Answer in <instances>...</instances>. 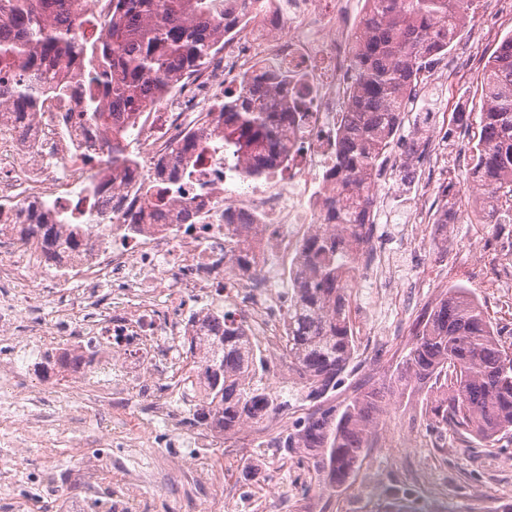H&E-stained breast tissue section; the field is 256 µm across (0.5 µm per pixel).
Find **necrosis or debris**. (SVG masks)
<instances>
[{"instance_id": "1", "label": "necrosis or debris", "mask_w": 512, "mask_h": 512, "mask_svg": "<svg viewBox=\"0 0 512 512\" xmlns=\"http://www.w3.org/2000/svg\"><path fill=\"white\" fill-rule=\"evenodd\" d=\"M351 0H266L264 14L225 31L224 48L203 69L183 74L158 112L135 118L137 162L90 166L104 129L81 127V102H60L51 86L25 130L0 114V423L8 448H42L60 428L71 448L102 449L74 463L50 462L58 479L76 473L85 503L107 500L112 512H138L155 479L182 480L181 468L155 475L133 456L156 436L213 447L219 428L191 426L206 394L198 371L212 320L231 316L263 341L264 359L279 356L288 328L302 247L326 224L325 200L343 192L346 175L330 174L353 80ZM287 73L277 94L307 87L304 120L288 130V158L264 180L214 156V101L226 88ZM193 138L187 196L198 212L182 221V204L147 217L140 187L170 142ZM98 195L86 193L88 184ZM49 224L48 251L26 225ZM45 359L51 380L27 382L30 363ZM110 417L93 434L74 403ZM122 477L106 486L104 472Z\"/></svg>"}]
</instances>
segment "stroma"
I'll list each match as a JSON object with an SVG mask.
<instances>
[{
  "label": "stroma",
  "mask_w": 512,
  "mask_h": 512,
  "mask_svg": "<svg viewBox=\"0 0 512 512\" xmlns=\"http://www.w3.org/2000/svg\"><path fill=\"white\" fill-rule=\"evenodd\" d=\"M475 16L447 55L453 63L468 54V64L425 84L417 104L408 107L400 131L402 139L418 137L423 113H467L468 124L449 127L447 148L448 175L464 194L469 190L464 155L480 133L482 69L512 33V8L503 0H480ZM423 177L416 157L405 156L379 192L375 244L392 253L395 263L384 297L371 294L364 301L368 330L357 334V352L341 384L318 402L307 398L297 377L283 381L277 396L288 407L279 428L253 425L211 449L210 461L221 483L208 498L188 484H164L147 489L145 512H232L237 501L257 512H389L391 488L413 507L428 506L433 512H495L501 505H512V435L483 446L451 432L432 433L422 414L425 390H404L394 382L397 365L413 342L417 318L454 284L475 293L501 344L512 352V305L502 301L512 293V283L494 281L485 266L496 248L512 244V224L473 223L472 206L465 198L449 226L416 223L420 206L412 189ZM368 386L384 393L373 445L347 487L325 488L301 449L282 448L278 442L320 403L341 404ZM45 468L40 449H21L14 487H0V512H13L11 500L24 496L32 485L42 486L44 497L23 512H84L69 489L44 484Z\"/></svg>",
  "instance_id": "obj_1"
}]
</instances>
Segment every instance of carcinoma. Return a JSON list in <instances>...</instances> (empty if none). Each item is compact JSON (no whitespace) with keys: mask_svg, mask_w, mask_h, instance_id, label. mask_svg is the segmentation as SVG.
Instances as JSON below:
<instances>
[{"mask_svg":"<svg viewBox=\"0 0 512 512\" xmlns=\"http://www.w3.org/2000/svg\"><path fill=\"white\" fill-rule=\"evenodd\" d=\"M477 2L365 0L353 33L349 118L333 168L351 178L352 188L326 203L332 232L305 242L304 273L288 309V367L315 398L336 388L354 359L343 270L355 262L352 243L370 220L375 170L397 140L420 72L453 45ZM262 7L263 0H112L111 14L91 21L100 35L87 40L79 33L85 0H0V103L11 105L15 126L23 128L44 83L65 98L85 78L79 119L90 129L112 126V144L99 155L123 162L129 156L125 114L159 105L178 74L204 67L224 48L225 28ZM481 89V130L468 170L474 208L485 224H511L512 209L499 201L512 202V34L485 64ZM272 97V87L248 82L224 92L218 112L212 149L252 161L247 174L255 177L288 145V112L276 111ZM196 149L191 140L177 142L155 167V179L144 186L153 212L185 194L181 170ZM453 187L442 189L437 224L454 218ZM210 331L203 374L211 401L194 418L234 435L281 405L257 379L256 346L242 328L219 321ZM413 336L395 381L436 389L425 408L431 428L486 445L512 432V355L471 289L449 288L416 320ZM383 397L370 388L341 407H320L297 422L280 447L307 450L324 483L340 488L370 445Z\"/></svg>","mask_w":512,"mask_h":512,"instance_id":"cac0c4a2","label":"carcinoma"}]
</instances>
